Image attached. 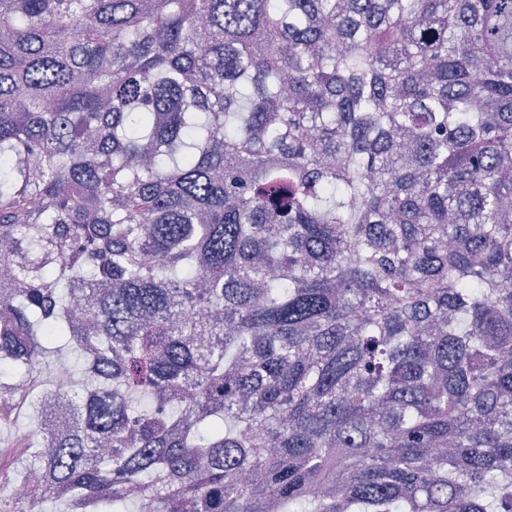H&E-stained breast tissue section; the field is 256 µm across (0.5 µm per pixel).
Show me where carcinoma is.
<instances>
[{"label": "carcinoma", "instance_id": "1", "mask_svg": "<svg viewBox=\"0 0 512 512\" xmlns=\"http://www.w3.org/2000/svg\"><path fill=\"white\" fill-rule=\"evenodd\" d=\"M511 203L512 0H0V512H512Z\"/></svg>", "mask_w": 512, "mask_h": 512}]
</instances>
